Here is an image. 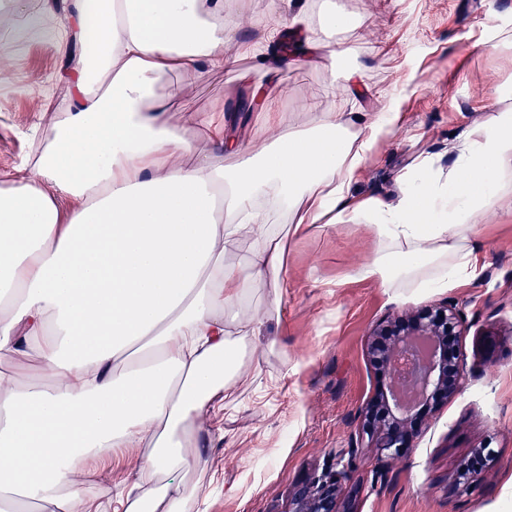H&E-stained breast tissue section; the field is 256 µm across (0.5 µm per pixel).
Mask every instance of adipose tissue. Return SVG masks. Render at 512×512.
Masks as SVG:
<instances>
[{
    "instance_id": "ef3b65f1",
    "label": "adipose tissue",
    "mask_w": 512,
    "mask_h": 512,
    "mask_svg": "<svg viewBox=\"0 0 512 512\" xmlns=\"http://www.w3.org/2000/svg\"><path fill=\"white\" fill-rule=\"evenodd\" d=\"M350 23L334 8L316 29L271 0L266 25H289L293 51H237L272 78ZM228 37L224 0H0V68L22 40L77 58L37 161L0 172V355L33 350L53 377L23 388L0 375V512L48 499L86 512L88 462L138 448V479L112 512H184L197 487L156 478L202 460L194 418L221 421L247 345L280 311L291 236L370 217L378 247L355 275L397 295L483 271L478 219L512 175L511 112L474 129L448 175L417 182L418 161L405 175L416 188L394 205L351 187L399 114L347 111L331 90L304 127L268 140L206 124L213 150L238 158L225 169L177 133L157 86L229 63ZM273 201L287 203L288 229L268 224ZM255 282L271 288L266 308L245 302Z\"/></svg>"
}]
</instances>
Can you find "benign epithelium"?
Masks as SVG:
<instances>
[{"label": "benign epithelium", "mask_w": 512, "mask_h": 512, "mask_svg": "<svg viewBox=\"0 0 512 512\" xmlns=\"http://www.w3.org/2000/svg\"><path fill=\"white\" fill-rule=\"evenodd\" d=\"M466 321L452 304L426 309L393 324L377 325L369 346L373 362L389 374V392L370 400L361 410V431L370 440L379 461V472L388 460L411 446L416 408L437 407L459 394L465 383L463 358L448 348V337L461 336ZM362 449L345 448L336 463L313 473L295 491L289 512H354L340 498L350 482ZM485 470H461L448 485V493L472 491L482 485Z\"/></svg>", "instance_id": "1"}]
</instances>
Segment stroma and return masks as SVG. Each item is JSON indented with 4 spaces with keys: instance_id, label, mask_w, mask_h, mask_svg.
<instances>
[{
    "instance_id": "stroma-1",
    "label": "stroma",
    "mask_w": 512,
    "mask_h": 512,
    "mask_svg": "<svg viewBox=\"0 0 512 512\" xmlns=\"http://www.w3.org/2000/svg\"><path fill=\"white\" fill-rule=\"evenodd\" d=\"M312 24L331 6L361 18L360 27L339 33L354 49L352 66L362 73L351 87L344 67L329 71L327 57L309 67H285L277 75L272 110L275 127H299L304 106L322 100L327 84L357 111L395 108L399 125L369 153L355 196L398 200L405 173L427 159L447 174L458 149L482 125L500 87L512 84V51L491 45L499 30L512 31V0H299ZM268 0H228L226 19L236 40L263 37ZM53 46L19 48L7 80L0 82V170L18 164L31 148L35 124L49 126L25 88L48 81L55 105L68 87L59 78ZM267 79L250 58L208 71L169 74L161 93L171 94L170 119L180 132L211 154L216 165L235 158L211 152L200 121L234 120L246 92ZM196 123L184 122L185 114ZM275 127L245 125L244 135H273ZM485 268L477 281L445 293L390 292L353 276L377 247L371 228L339 224L288 241V288L282 310L246 373L224 401V420L213 427L202 416L209 442L203 460L174 474L173 483L198 486L207 512H288L292 491L314 469L359 442V412L390 384L368 356L375 325L441 302L456 305L467 331L454 340L465 361V387L447 405L421 409L411 448L390 463L386 482L376 480V460L365 451L345 488L357 512H503L512 502V192L496 201L478 224ZM20 386L51 384L34 353L0 357V374ZM496 453L482 486L452 496L448 484L473 449ZM81 492L89 512H103L111 495L132 485L135 470L122 459L92 464Z\"/></svg>"
}]
</instances>
